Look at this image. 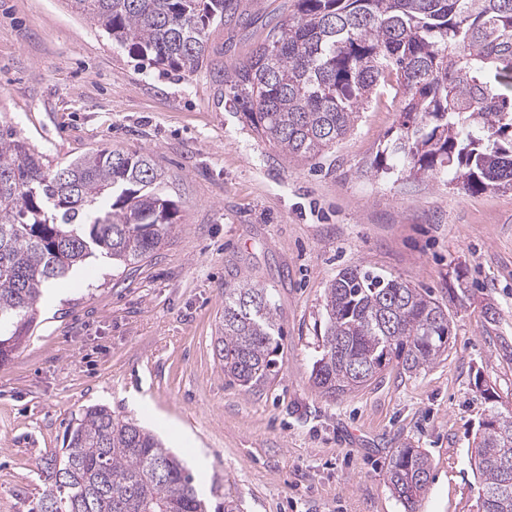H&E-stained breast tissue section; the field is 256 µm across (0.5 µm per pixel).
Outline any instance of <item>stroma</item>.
Here are the masks:
<instances>
[{
    "label": "stroma",
    "mask_w": 512,
    "mask_h": 512,
    "mask_svg": "<svg viewBox=\"0 0 512 512\" xmlns=\"http://www.w3.org/2000/svg\"><path fill=\"white\" fill-rule=\"evenodd\" d=\"M297 0H237L206 34L212 66L174 71L113 46L66 0H0V125L50 161L103 147L150 153L177 209L167 243L138 267L95 266L56 284L40 323L0 365V512H29L37 467L80 409L103 404L156 431L195 478L207 512H405L391 453L431 461L415 512H477L473 440L491 382L512 402V191L468 193L447 171L372 162L399 114L374 99L353 131L295 162L258 140L215 74L264 39ZM372 269L448 305L436 363L333 398L313 385L323 294L346 268ZM272 290L283 337L270 378L248 390L214 353L224 287ZM467 286L471 298L448 300ZM497 321L485 330L482 307Z\"/></svg>",
    "instance_id": "35a3bbf8"
}]
</instances>
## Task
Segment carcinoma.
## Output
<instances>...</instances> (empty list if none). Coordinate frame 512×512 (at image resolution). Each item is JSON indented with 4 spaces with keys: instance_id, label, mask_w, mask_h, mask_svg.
Here are the masks:
<instances>
[{
    "instance_id": "carcinoma-1",
    "label": "carcinoma",
    "mask_w": 512,
    "mask_h": 512,
    "mask_svg": "<svg viewBox=\"0 0 512 512\" xmlns=\"http://www.w3.org/2000/svg\"><path fill=\"white\" fill-rule=\"evenodd\" d=\"M105 25L112 43L158 65L208 64L206 30L232 0H67ZM258 139L307 161L353 130L372 97L400 103L396 137L375 160L403 155L410 171L448 169L470 192L512 190V0H297L296 13L226 73ZM148 153L104 147L65 164L0 130V365L25 341L51 284L92 259L128 269L158 250L177 208ZM322 353L312 381L334 397L369 385L390 363L413 375L449 347L448 307L409 283L349 268L324 293ZM215 352L243 388L265 382L280 341L268 288L224 287ZM479 425L478 512H512V406L495 396ZM427 454L405 445L387 463L394 497L414 512ZM31 512H206L191 473L161 439L106 405L65 431V448L39 465Z\"/></svg>"
}]
</instances>
